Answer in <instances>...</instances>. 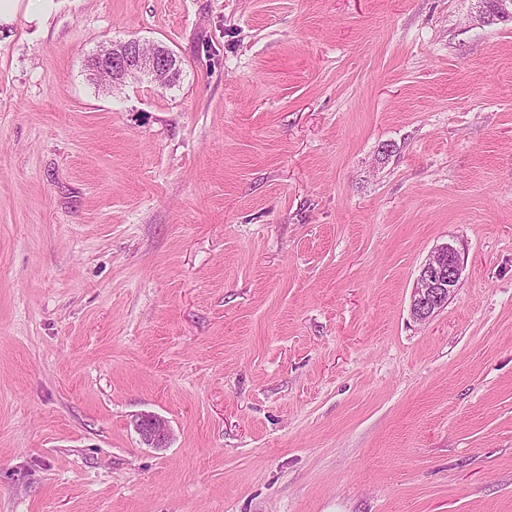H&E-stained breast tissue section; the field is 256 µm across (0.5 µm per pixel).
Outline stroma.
<instances>
[{
  "label": "stroma",
  "instance_id": "stroma-1",
  "mask_svg": "<svg viewBox=\"0 0 512 512\" xmlns=\"http://www.w3.org/2000/svg\"><path fill=\"white\" fill-rule=\"evenodd\" d=\"M133 37L176 84L87 78ZM448 242L461 284L417 321ZM0 512H512V20L56 0L1 28ZM465 258L452 243L436 248L419 269L410 309L414 318L425 321L448 302L461 282ZM134 426L143 442L153 448H163L170 439L168 422L151 413H144L134 421Z\"/></svg>",
  "mask_w": 512,
  "mask_h": 512
}]
</instances>
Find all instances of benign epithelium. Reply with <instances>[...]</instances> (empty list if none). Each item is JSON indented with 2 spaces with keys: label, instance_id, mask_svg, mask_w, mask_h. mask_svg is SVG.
<instances>
[{
  "label": "benign epithelium",
  "instance_id": "obj_1",
  "mask_svg": "<svg viewBox=\"0 0 512 512\" xmlns=\"http://www.w3.org/2000/svg\"><path fill=\"white\" fill-rule=\"evenodd\" d=\"M87 67L96 82L101 73H110L111 80L106 85L113 88L140 74L149 76L162 87L171 77L166 57L155 48L144 51L136 38L112 42L99 49L89 57ZM464 264V256L452 243L439 246L427 257L412 291L410 309L414 318L425 321L447 304L461 282ZM134 426L143 442L153 448L165 447L171 436L168 422L155 414L138 416Z\"/></svg>",
  "mask_w": 512,
  "mask_h": 512
}]
</instances>
